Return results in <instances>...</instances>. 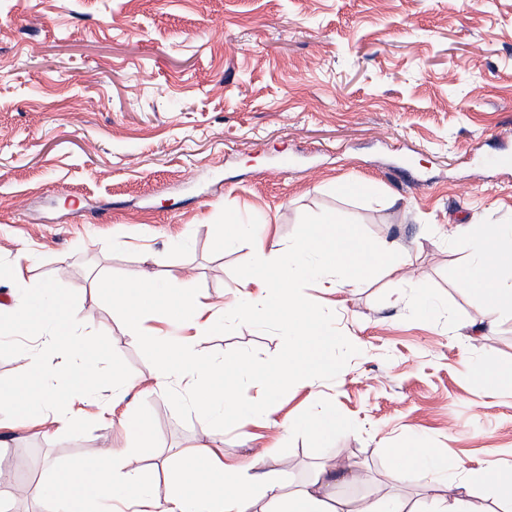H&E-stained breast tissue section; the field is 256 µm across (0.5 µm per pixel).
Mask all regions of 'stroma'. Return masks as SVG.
<instances>
[{
	"instance_id": "35a3bbf8",
	"label": "stroma",
	"mask_w": 512,
	"mask_h": 512,
	"mask_svg": "<svg viewBox=\"0 0 512 512\" xmlns=\"http://www.w3.org/2000/svg\"><path fill=\"white\" fill-rule=\"evenodd\" d=\"M507 152L512 0H0V302L27 297L10 276L21 251L34 256L32 284L67 260L66 301L119 340L117 362L140 381L103 419L102 378L68 432L0 428V482L34 488L47 461L131 445L141 478L169 494L162 464L204 440L202 423L186 399L148 389L155 353L124 337L101 279L180 274L201 300H233L256 257L216 249L228 214L284 247L335 213L365 247L414 260L401 281L301 283L336 324L330 366L268 402L242 380L267 416L225 424L226 460L267 451L299 482L345 458L357 476L338 497L381 486L412 504L425 479L395 475L392 451L413 438L452 467L512 464V385L487 386L472 369H512V318L473 337L484 302L449 237L458 224H512ZM198 348L253 361L272 386L288 340L277 321L252 328L229 312ZM129 410L151 443L135 447ZM322 411L343 428H293L268 448L280 425Z\"/></svg>"
}]
</instances>
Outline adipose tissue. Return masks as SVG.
I'll return each mask as SVG.
<instances>
[{
	"mask_svg": "<svg viewBox=\"0 0 512 512\" xmlns=\"http://www.w3.org/2000/svg\"><path fill=\"white\" fill-rule=\"evenodd\" d=\"M334 221L326 215L310 222L302 236L281 248L268 244L265 233L239 217L225 220L218 247L246 246L257 255L244 276L243 301L233 307L236 316L259 328L277 317L288 337V351L274 369L277 386L264 390V398L291 385H313L325 366L322 345L331 325L299 297L301 279L350 288L370 272H398L411 264L409 252L365 248L355 231L326 232ZM455 234L465 242L464 277L484 298L486 325L512 316V225L496 224L483 232L461 224ZM60 285L56 278L36 287L20 306L0 304L6 335L35 340L19 353L13 388L0 393V418L14 426L40 428L46 435L71 427L67 405L76 397L87 399L89 386L101 377L102 357L112 349L110 342L89 333L78 311L61 304ZM112 303L122 315L125 335L148 339L156 353L153 392L183 388L196 416L219 428L227 420L240 422L254 414V405L240 391L241 379L256 374L250 360L206 359L195 338L176 341L166 333L170 327L189 326L205 336L220 329L223 303L187 293L179 276L157 280L139 273L113 284ZM151 315L165 324V331L148 334L145 321ZM222 444L216 434L209 444L173 460L171 466L182 473L185 486L163 500L141 480L127 448L78 458L61 469L49 466L40 493L52 512H114L116 504L126 502L133 512H489L490 499L498 512H512V466L494 460L459 482L449 473L447 459L430 449H396L398 472L421 470L433 489L413 506L379 489L360 499H337L336 485L348 479L343 469H322L292 486L275 469L225 461Z\"/></svg>",
	"mask_w": 512,
	"mask_h": 512,
	"instance_id": "adipose-tissue-1",
	"label": "adipose tissue"
}]
</instances>
